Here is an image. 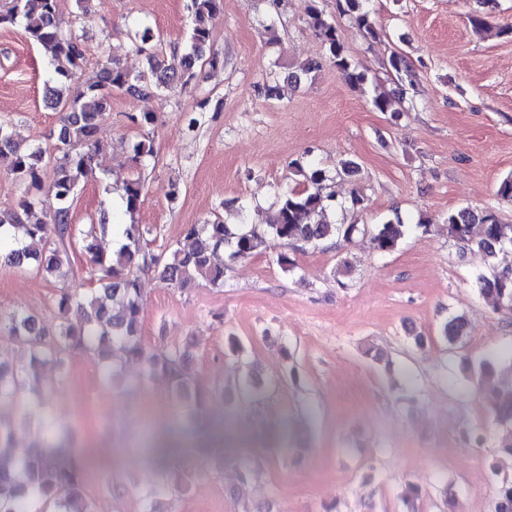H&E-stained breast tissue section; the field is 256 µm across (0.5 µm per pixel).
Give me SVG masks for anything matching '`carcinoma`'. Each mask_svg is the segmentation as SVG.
I'll return each instance as SVG.
<instances>
[{"label": "carcinoma", "mask_w": 512, "mask_h": 512, "mask_svg": "<svg viewBox=\"0 0 512 512\" xmlns=\"http://www.w3.org/2000/svg\"><path fill=\"white\" fill-rule=\"evenodd\" d=\"M304 10L316 35L322 40L329 62L353 87L366 82L346 55L336 26L318 5V0H303ZM368 0H337V9L354 22L367 40L379 37V30ZM220 0H192L193 25L183 53L166 58L150 50L153 30L145 26L135 33L138 51L146 54L148 68L131 75L113 65L103 67L97 82L76 85L77 72L85 60L84 47L66 31L57 18L56 0H6L0 6V25L21 20L29 38L51 52L57 61L58 79L46 86L51 107L61 112L55 139L54 178L49 191L56 208L47 220L31 221L35 208L32 199L22 200L19 209L0 213V251L12 267H29L35 273L66 282L77 277L70 253L77 241L91 255L88 274L98 284L97 294L87 297L76 288H63L55 296V305L69 318L47 325L37 316L17 308L0 312V331L5 330L25 351L17 362L0 359V401L18 406L20 421L37 428L43 440L23 453L8 451L13 443V428L0 422V512H44L40 505L52 503L56 512H94L85 492L82 460L73 453L78 447L73 431L54 422L50 415V393L41 384L42 376L63 364L70 351H91L104 361L103 380L112 382L123 363L135 360L142 368V378H165L174 399L186 409L193 429L204 439L203 447L220 458L211 430L204 427L201 415L212 392L196 386L191 361L196 348L194 339L182 344H146L140 334L143 298L136 270L152 269L167 285L186 290L202 279L215 288L224 286L225 267L213 262L220 250H229L232 260L246 259L277 246L276 263L286 272L296 264L284 248L299 243L317 247L341 239L348 241L357 230L355 224H335L325 214L334 195L323 192L326 181L317 166H297L307 187L279 195L266 229L262 232L241 223L235 226L216 218L207 224H191L166 260L143 248L150 229L139 224L125 225L127 243L108 258L96 251L95 241L112 231L108 215L77 234L70 224V207L81 180L101 167L104 145L98 138L99 126L111 106L112 91L133 96L160 95L174 82L190 84L197 78V66L211 57L210 20L219 9ZM388 68L400 79L412 80L414 71L407 56L393 54ZM46 150L22 149L7 122L0 121V168L6 170L25 191L40 188V166ZM141 181L132 179L123 187L126 212L134 214L140 204ZM448 236L480 253L487 272L477 277L478 294L493 305L496 312L512 311V267L501 264L500 254L512 247V224L499 222L489 208L476 214L469 208L448 212L445 220ZM403 236L402 224L387 222L376 226L372 244L375 250H394ZM441 336L451 345L468 337V322L462 314H452L443 324ZM476 391L488 397L495 422L503 429L498 448L512 455V380L502 378L498 365L483 361L475 367L466 363ZM160 478L149 491L145 512H161L156 504L172 495L187 492L195 480V471L171 466L159 460ZM494 512H512V479H503L494 500Z\"/></svg>", "instance_id": "cac0c4a2"}]
</instances>
